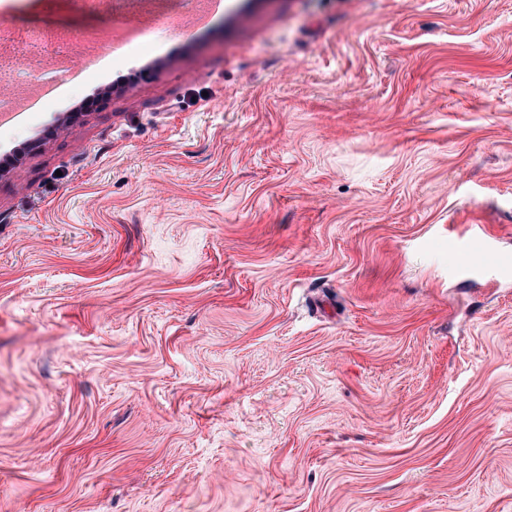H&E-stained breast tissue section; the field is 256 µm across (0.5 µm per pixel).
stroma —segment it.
I'll return each instance as SVG.
<instances>
[{
  "mask_svg": "<svg viewBox=\"0 0 512 512\" xmlns=\"http://www.w3.org/2000/svg\"><path fill=\"white\" fill-rule=\"evenodd\" d=\"M195 8L0 6V512H512V0ZM463 251L466 252L463 254ZM450 255L456 266L462 270L486 272L497 278L507 277L512 273L511 256L497 251L491 246L488 238L479 233L472 234L461 248L453 243ZM463 261L467 264L480 261L482 266L472 268Z\"/></svg>",
  "mask_w": 512,
  "mask_h": 512,
  "instance_id": "stroma-1",
  "label": "stroma"
}]
</instances>
